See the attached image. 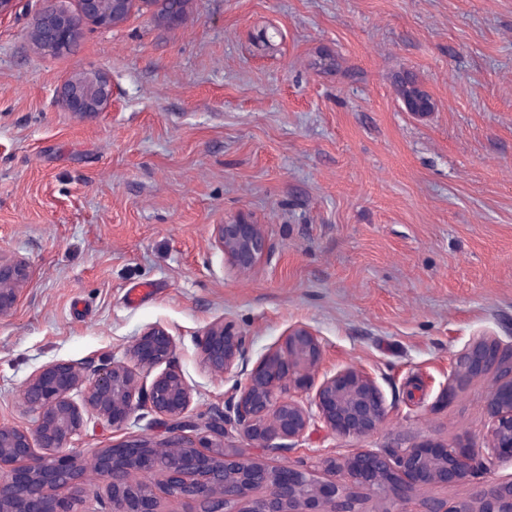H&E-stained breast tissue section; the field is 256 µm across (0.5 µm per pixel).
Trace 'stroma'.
I'll use <instances>...</instances> for the list:
<instances>
[{"instance_id":"1","label":"stroma","mask_w":512,"mask_h":512,"mask_svg":"<svg viewBox=\"0 0 512 512\" xmlns=\"http://www.w3.org/2000/svg\"><path fill=\"white\" fill-rule=\"evenodd\" d=\"M44 6L0 17V257L29 270L0 320V420L31 421L20 390L43 365L94 373L152 325L208 419L234 380L195 339L221 320L251 366L306 326L322 373L364 367L385 395L370 436L318 424L270 464L481 445L489 379L440 397L473 339L512 345V0H187L175 23L143 5L60 53L33 44ZM323 53L336 70L314 69ZM91 70L111 107L66 112L62 84ZM407 80L432 111L407 110ZM240 217L272 245L246 274L212 236ZM176 436L144 411L119 431L90 415L71 448Z\"/></svg>"}]
</instances>
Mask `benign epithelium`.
Segmentation results:
<instances>
[{
    "label": "benign epithelium",
    "mask_w": 512,
    "mask_h": 512,
    "mask_svg": "<svg viewBox=\"0 0 512 512\" xmlns=\"http://www.w3.org/2000/svg\"><path fill=\"white\" fill-rule=\"evenodd\" d=\"M136 0H78V12L48 6L36 20L38 48L60 52L80 34L84 21L102 27L125 21ZM65 111L86 115L112 102V85L101 73L68 80L60 91ZM224 259L241 273L269 254L262 225L240 218L214 225ZM28 267L0 258V319L16 310ZM210 371L236 376L246 337L224 321L196 338ZM323 357L318 336L306 326L288 332L283 345L262 357L224 398V409L203 427L190 420L192 388L180 368L169 331L146 328L121 359L93 376L69 361L43 365L24 384L21 400L33 415L23 426L0 422V512H78L89 474L68 446L82 435L84 413L116 430L139 410L171 421L179 439L167 443L122 440L92 456L106 485L107 512H160L161 497L193 505L192 512H362L375 501L394 512L429 486L469 484L472 492L451 504L422 499L419 512H512V481H477L512 465V347L479 337L458 354L454 378L491 376L485 399L488 432L480 445L424 440L408 448H360L336 458L317 455L312 465L271 466L248 449L226 444L233 431L252 448L288 447L322 424L339 438L371 435L388 415L380 387L366 372L345 367L315 381ZM163 370L152 375L158 367ZM82 395L76 402L73 392ZM322 470L339 479L321 480ZM159 474L157 481L141 479Z\"/></svg>",
    "instance_id": "obj_1"
}]
</instances>
